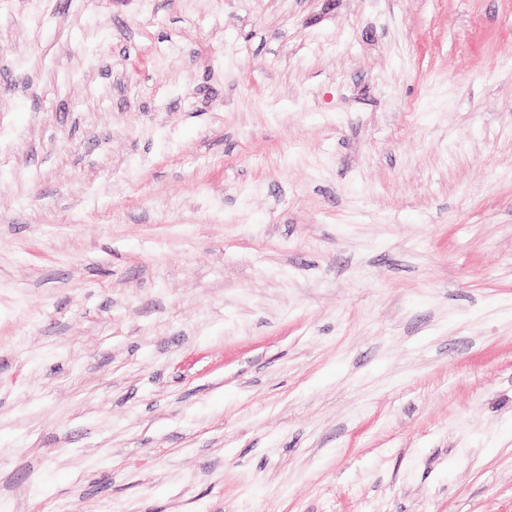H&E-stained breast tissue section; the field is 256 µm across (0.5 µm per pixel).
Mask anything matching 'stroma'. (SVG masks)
Segmentation results:
<instances>
[{
  "mask_svg": "<svg viewBox=\"0 0 512 512\" xmlns=\"http://www.w3.org/2000/svg\"><path fill=\"white\" fill-rule=\"evenodd\" d=\"M0 512H512V0H0Z\"/></svg>",
  "mask_w": 512,
  "mask_h": 512,
  "instance_id": "1",
  "label": "stroma"
}]
</instances>
